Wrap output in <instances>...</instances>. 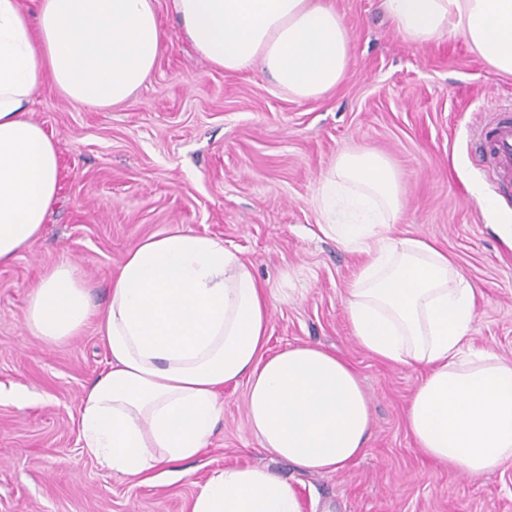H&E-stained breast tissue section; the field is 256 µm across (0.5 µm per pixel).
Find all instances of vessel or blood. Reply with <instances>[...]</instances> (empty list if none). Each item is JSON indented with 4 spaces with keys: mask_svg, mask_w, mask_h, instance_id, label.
<instances>
[{
    "mask_svg": "<svg viewBox=\"0 0 512 512\" xmlns=\"http://www.w3.org/2000/svg\"><path fill=\"white\" fill-rule=\"evenodd\" d=\"M471 137L482 167L494 174L498 191L512 193V113L492 114Z\"/></svg>",
    "mask_w": 512,
    "mask_h": 512,
    "instance_id": "1",
    "label": "vessel or blood"
}]
</instances>
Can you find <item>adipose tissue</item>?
I'll use <instances>...</instances> for the list:
<instances>
[{"label":"adipose tissue","instance_id":"obj_1","mask_svg":"<svg viewBox=\"0 0 512 512\" xmlns=\"http://www.w3.org/2000/svg\"><path fill=\"white\" fill-rule=\"evenodd\" d=\"M0 0V265L42 235L59 190L52 136L30 116L52 81L88 108L126 102L153 74L163 45L154 0ZM178 35L228 72L261 64L295 98L336 88L350 33L331 0H171ZM396 31L422 45L453 33L512 75V0H384ZM319 229L362 255L346 300L359 345L419 365L407 422L429 458L470 476L512 463V361L473 347L475 291L447 253L388 230L399 179L370 151H345L323 177ZM271 300L236 248L191 231L131 248L104 309L70 263L48 270L25 324L53 346L97 320L106 368L78 413L84 452L150 484L199 457L217 423L218 394L246 381L247 419L261 446L305 473L335 472L364 453L369 401L353 368L314 344L267 354ZM191 512H302L288 482L263 466L219 467Z\"/></svg>","mask_w":512,"mask_h":512}]
</instances>
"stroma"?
<instances>
[{"instance_id": "obj_1", "label": "stroma", "mask_w": 512, "mask_h": 512, "mask_svg": "<svg viewBox=\"0 0 512 512\" xmlns=\"http://www.w3.org/2000/svg\"><path fill=\"white\" fill-rule=\"evenodd\" d=\"M164 51L123 104L90 110L46 85L33 118L53 136L59 192L40 240L0 266V512H191L210 471L265 466L302 512H512V464L479 478L428 459L406 424L424 370L393 364L352 337L346 297L361 255L323 236L320 182L340 152L384 155L400 177L391 228L448 252L471 284L472 343L512 360V196L480 171L470 129L512 109V75L462 38L404 41L382 0H333L351 35L342 82L292 97L261 65L229 73L178 36L171 0H155ZM176 230L235 246L270 293V351L311 343L356 371L370 402L364 455L332 473H300L262 448L247 421L246 382L225 385L223 416L200 459L170 481L133 485L85 454L78 407L106 354L96 323L47 346L24 323L30 291L71 262L107 302L128 250Z\"/></svg>"}]
</instances>
